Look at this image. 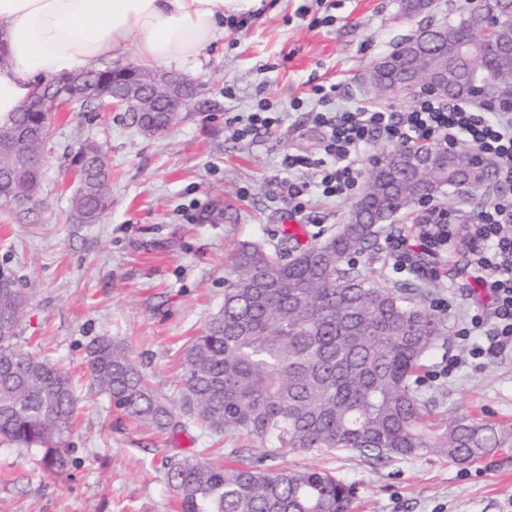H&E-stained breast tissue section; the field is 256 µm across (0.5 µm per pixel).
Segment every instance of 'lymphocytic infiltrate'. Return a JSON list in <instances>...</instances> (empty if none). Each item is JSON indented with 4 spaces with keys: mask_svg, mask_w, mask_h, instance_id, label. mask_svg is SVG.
I'll return each mask as SVG.
<instances>
[{
    "mask_svg": "<svg viewBox=\"0 0 512 512\" xmlns=\"http://www.w3.org/2000/svg\"><path fill=\"white\" fill-rule=\"evenodd\" d=\"M312 95L320 104L309 115L320 152L284 154L270 180L273 197L288 198L297 214H305L317 196L351 198L364 178L361 156L380 138L411 149L431 142L447 148L463 145L492 162L500 195L464 224L452 222L447 208L434 204L418 223L417 236L429 254L465 249L469 276L492 296L491 311L471 315L459 331L474 340L471 357L480 359L512 344V112L493 110L486 102L428 95L402 111L356 104L330 112L325 105L332 90L318 84ZM284 121L283 110L261 103L232 118L233 136L241 140L258 131H276Z\"/></svg>",
    "mask_w": 512,
    "mask_h": 512,
    "instance_id": "lymphocytic-infiltrate-1",
    "label": "lymphocytic infiltrate"
}]
</instances>
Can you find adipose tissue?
<instances>
[{"mask_svg":"<svg viewBox=\"0 0 512 512\" xmlns=\"http://www.w3.org/2000/svg\"><path fill=\"white\" fill-rule=\"evenodd\" d=\"M242 0H0V118L47 79L135 48L144 65L195 61Z\"/></svg>","mask_w":512,"mask_h":512,"instance_id":"adipose-tissue-1","label":"adipose tissue"}]
</instances>
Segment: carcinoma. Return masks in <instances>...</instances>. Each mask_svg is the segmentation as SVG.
Returning <instances> with one entry per match:
<instances>
[{
  "mask_svg": "<svg viewBox=\"0 0 512 512\" xmlns=\"http://www.w3.org/2000/svg\"><path fill=\"white\" fill-rule=\"evenodd\" d=\"M512 18L503 0H477L458 17L427 25L389 55L374 89L396 93L425 67L448 59L456 80L448 95L477 88L512 94ZM467 57L454 56L460 46ZM159 78L131 64L84 70L70 83H46L29 107L0 120V208L25 196L23 221L37 224L47 137L44 108L61 96L92 110L127 87ZM178 112H155L142 131L161 133ZM417 152L384 148L370 162L368 189L335 235L285 256L256 243L235 253L224 306L182 352L184 389L196 415L217 434L243 432L258 456L224 467L205 451L165 462L166 481L183 512H345L354 487L325 470L286 471L272 462L287 451L373 453L379 459L435 453L465 464L506 443V429L480 417L435 427L415 388L423 361L443 336L442 320L418 288H382L344 260L372 247L384 224L414 209L419 192L466 194L484 172L469 154L441 153L417 170ZM77 172L69 220L94 224L111 204L102 146L84 141L68 157ZM0 270V440L35 450L62 474L72 464L66 436L77 398L68 371L18 346L26 297ZM91 379L131 421L158 433L183 428L124 347L96 337L86 347Z\"/></svg>",
  "mask_w": 512,
  "mask_h": 512,
  "instance_id": "carcinoma-1",
  "label": "carcinoma"
}]
</instances>
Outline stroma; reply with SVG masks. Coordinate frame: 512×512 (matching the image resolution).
<instances>
[{
  "label": "stroma",
  "mask_w": 512,
  "mask_h": 512,
  "mask_svg": "<svg viewBox=\"0 0 512 512\" xmlns=\"http://www.w3.org/2000/svg\"><path fill=\"white\" fill-rule=\"evenodd\" d=\"M466 0H431L426 12L406 17L402 0H336L296 16L298 0H263L246 30L225 27L196 62L178 72L204 84L179 122L143 134L123 112H62L44 155L42 223L25 224L0 209V269L14 274L28 297L17 343L49 353L69 368L77 387L75 424L67 437L73 464L62 475L41 468L36 452L0 443V512H181L165 481V459L208 448L233 464L239 435H215L196 426L163 436L128 422L85 369V347L97 336L124 346L146 372L157 395L176 415L186 412L180 354L224 304V280L240 244L272 249L304 247L337 231L350 202L321 198L307 217L272 200L268 185L284 153H313L318 133H296L314 102L312 86H336L333 108L352 103L406 109V94L379 95L367 82L375 62L430 23L455 16ZM332 24H322L324 16ZM233 95H225V86ZM288 108L281 130L237 140L230 118L260 99ZM87 139L102 143L111 169V206L98 223L72 224L68 155ZM303 234L289 237L290 224ZM465 256L415 253L412 269L394 272L380 250L353 256V265L383 288H420L425 303L452 300L439 310L444 334L426 359L418 390L439 423L479 416L512 431V347L452 373L464 358L456 310L474 306L482 290L461 275ZM437 268L439 281L425 278ZM281 469L317 467L351 483L349 512H512V440L468 464L436 454L377 461L356 453H288Z\"/></svg>",
  "instance_id": "1"
}]
</instances>
